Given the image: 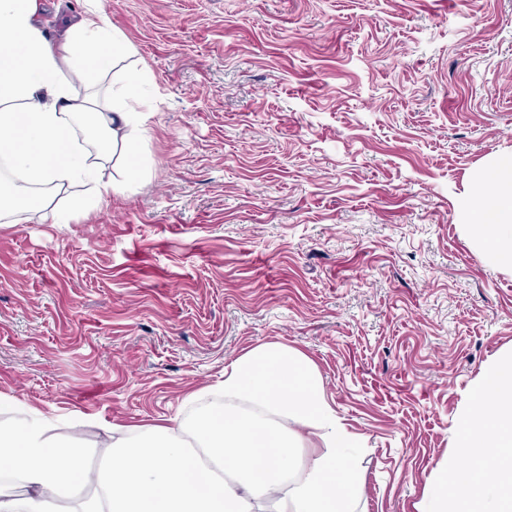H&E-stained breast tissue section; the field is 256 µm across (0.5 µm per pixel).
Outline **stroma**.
Wrapping results in <instances>:
<instances>
[{
	"instance_id": "1",
	"label": "stroma",
	"mask_w": 512,
	"mask_h": 512,
	"mask_svg": "<svg viewBox=\"0 0 512 512\" xmlns=\"http://www.w3.org/2000/svg\"><path fill=\"white\" fill-rule=\"evenodd\" d=\"M149 71L143 177L66 224H0V398L101 459L296 348L360 440L353 512H419L512 272L461 226L512 157V0H101Z\"/></svg>"
}]
</instances>
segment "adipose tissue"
Instances as JSON below:
<instances>
[{
	"label": "adipose tissue",
	"instance_id": "1",
	"mask_svg": "<svg viewBox=\"0 0 512 512\" xmlns=\"http://www.w3.org/2000/svg\"><path fill=\"white\" fill-rule=\"evenodd\" d=\"M56 38L41 0H0V222L29 215L68 223L58 196L84 188L87 204L131 190L143 172L145 70L124 67L131 47L100 0ZM112 87L100 91L104 76ZM482 248L512 269V158L480 172L462 213ZM220 409L112 442L89 469L83 448L52 440L55 417L28 412L0 424V512H351L358 444L301 352L270 343L224 368ZM308 449L300 459L299 449ZM457 454L420 512H512V351L481 374L461 417ZM497 478L483 483L482 470Z\"/></svg>",
	"mask_w": 512,
	"mask_h": 512
}]
</instances>
